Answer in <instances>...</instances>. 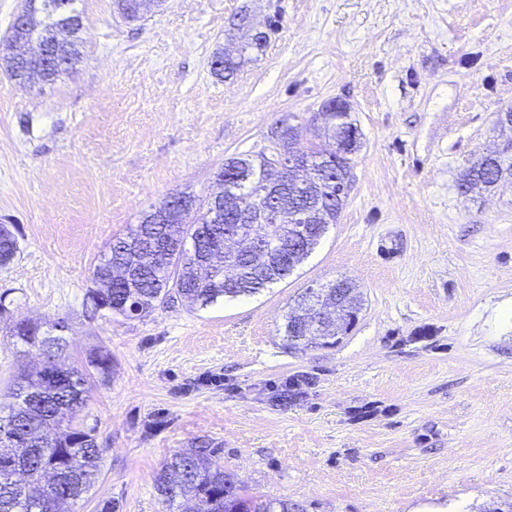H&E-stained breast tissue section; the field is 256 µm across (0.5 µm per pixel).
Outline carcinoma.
Listing matches in <instances>:
<instances>
[{"label":"carcinoma","instance_id":"obj_1","mask_svg":"<svg viewBox=\"0 0 512 512\" xmlns=\"http://www.w3.org/2000/svg\"><path fill=\"white\" fill-rule=\"evenodd\" d=\"M62 20L40 7L29 15L27 35L48 44L60 31ZM246 47L237 54L215 56L213 73L221 78L233 75L240 67ZM297 116L288 115L294 131L289 146L294 153L311 162L315 181L306 186L288 183L284 202L305 217L306 228L319 227L320 234L311 239L296 226L279 227V240L293 255L287 267L265 264L256 254L236 258L239 272L225 274V239L243 225L235 217L249 203L251 188L243 183H228L229 168L245 163L258 179L273 178L266 167L264 152L232 158L217 173L219 191L207 199H195L192 209L183 212L175 222L157 224L151 212L142 214L126 234L109 243L93 276L104 277L113 265L137 264L138 275L126 280L106 295L97 296L91 311L143 318L159 306L177 299L191 309H204L228 297L236 298L260 293L270 285L287 278L307 258L325 233L336 223L348 192H340L351 164L345 160L336 166L321 165L322 148L296 134L300 129ZM499 168L477 161L465 173L460 187L464 193L483 192L500 180ZM19 252L18 242L6 225L0 226V269L8 268ZM343 282L348 296L343 302L337 330L323 335L334 339L353 327L361 309L357 285ZM310 289H305L285 316V335L295 345L305 344L306 331L297 320V310ZM51 329L29 328L23 320L8 327L10 336L45 353L47 367L33 374L21 372L11 391L15 402L9 414L0 417V512H67L61 504L76 501L96 483L101 471L103 449L90 432L74 425L76 415L86 405L89 379L97 374H112V354L103 348L91 352L80 367L66 366V341L53 336ZM156 488L168 508L176 512H303L296 503L261 499L248 495L237 484L232 473L224 471L213 448H193L164 460L157 474Z\"/></svg>","mask_w":512,"mask_h":512}]
</instances>
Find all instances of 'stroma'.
Listing matches in <instances>:
<instances>
[{"label": "stroma", "mask_w": 512, "mask_h": 512, "mask_svg": "<svg viewBox=\"0 0 512 512\" xmlns=\"http://www.w3.org/2000/svg\"><path fill=\"white\" fill-rule=\"evenodd\" d=\"M83 57L38 88L0 71V271L17 319L65 321L68 361L112 354L78 416L103 448L72 512H169L165 458L220 449L249 494L305 512H483L512 504V179L458 184L502 147L512 0H166L135 22L79 0ZM269 35L217 78L227 44ZM343 99L361 130L338 220L250 298L149 316L86 306L108 244L167 196L203 197L224 160L287 114ZM346 276L364 305L329 347H291L305 289ZM38 351L0 322V417ZM301 388L291 398L293 382ZM0 269H8L19 252L18 242L9 228L1 224L0 227ZM4 256L5 262L1 258Z\"/></svg>", "instance_id": "1"}]
</instances>
